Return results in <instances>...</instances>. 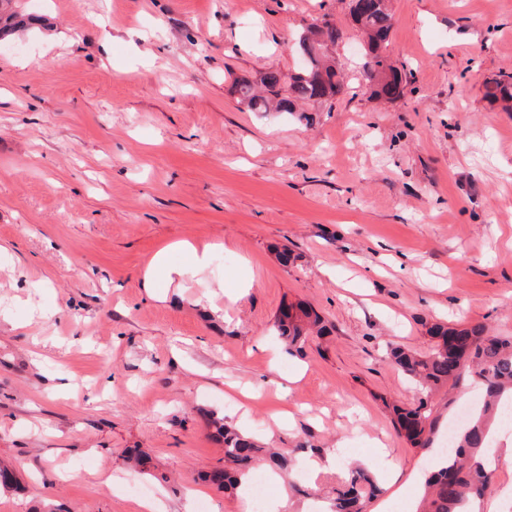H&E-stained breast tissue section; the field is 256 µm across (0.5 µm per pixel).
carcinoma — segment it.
<instances>
[{"label":"carcinoma","mask_w":512,"mask_h":512,"mask_svg":"<svg viewBox=\"0 0 512 512\" xmlns=\"http://www.w3.org/2000/svg\"><path fill=\"white\" fill-rule=\"evenodd\" d=\"M12 0H0V39L11 35L22 21L11 8ZM367 35L365 76L370 84L386 80L382 92L396 100L403 96L407 74L380 53L393 27V17L385 0H369L362 15L355 18ZM342 39L336 26L325 21L301 37L298 48L308 47V58L301 69L284 82L280 73L267 71L260 77L261 88L248 80L236 83L239 103L250 112H296L298 102L323 98L331 101L345 91L341 72L329 64L319 52L326 44ZM486 100L512 106V76L492 80L484 85ZM295 314L276 316L275 325L288 350L302 352L311 331L324 335L326 327L321 316L303 303L294 304ZM434 340L431 352L420 356L413 351L393 346L389 350L392 364L404 372L419 392L411 407L387 405L394 429L414 447L425 448L439 431V421L432 416V394L441 388L456 389L470 377L484 381L485 397L472 410L469 421L457 429L448 466L428 476L416 512H474L473 505L491 493L493 471L482 465L495 427L501 422L504 393H512V336L492 334L483 324L450 327L434 323L428 327ZM211 425L224 440V467L215 468L205 480L220 489L236 486L237 476L253 472L254 463L263 461L272 470L286 471L290 464L283 449L267 450L251 438L224 426L215 418ZM379 487L373 472L361 466L349 468L348 478L330 499V512H365L367 503L377 495Z\"/></svg>","instance_id":"obj_1"}]
</instances>
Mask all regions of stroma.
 I'll return each instance as SVG.
<instances>
[{"mask_svg":"<svg viewBox=\"0 0 512 512\" xmlns=\"http://www.w3.org/2000/svg\"><path fill=\"white\" fill-rule=\"evenodd\" d=\"M16 6L38 21L0 42V512H244L201 479L212 415L290 450L288 512H325L365 459L416 499L431 453L393 430L386 401L416 393L388 346L427 352L437 321L512 336V112L483 98L512 75V0H388L393 102L360 86L351 0ZM325 19L356 95L306 122L241 108L235 82L295 73ZM192 247L204 277L168 281ZM298 300L330 332L291 354L274 323Z\"/></svg>","mask_w":512,"mask_h":512,"instance_id":"stroma-1","label":"stroma"}]
</instances>
